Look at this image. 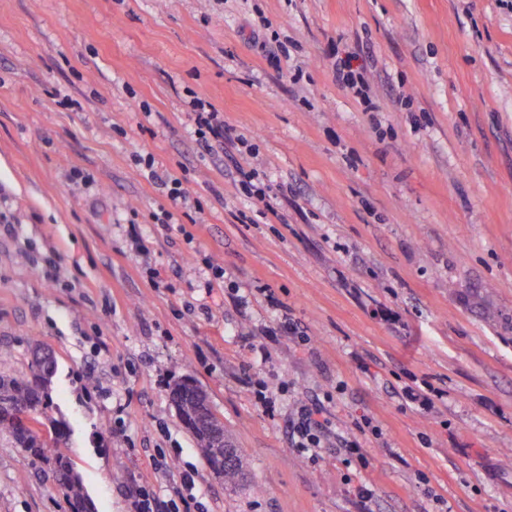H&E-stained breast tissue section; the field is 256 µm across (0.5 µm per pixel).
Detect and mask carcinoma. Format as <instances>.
<instances>
[{"label": "carcinoma", "instance_id": "1", "mask_svg": "<svg viewBox=\"0 0 512 512\" xmlns=\"http://www.w3.org/2000/svg\"><path fill=\"white\" fill-rule=\"evenodd\" d=\"M53 375L51 351L41 343L33 345L26 370L0 375V436H8L13 447L45 466L48 478L62 489L71 512H89L84 486L71 459L61 451L65 434L48 413ZM172 401L208 467L230 484L243 478L251 469V459L238 448L230 464L224 465L220 448L224 422L212 411L202 389L184 382L173 390ZM24 412L31 414L36 427L17 425L16 414Z\"/></svg>", "mask_w": 512, "mask_h": 512}]
</instances>
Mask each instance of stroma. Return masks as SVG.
I'll return each mask as SVG.
<instances>
[{
  "mask_svg": "<svg viewBox=\"0 0 512 512\" xmlns=\"http://www.w3.org/2000/svg\"><path fill=\"white\" fill-rule=\"evenodd\" d=\"M340 55L376 111L337 83ZM196 96L224 115L221 149L193 136ZM146 157L196 219L158 223L174 205ZM241 167L279 219L239 220ZM0 210V373L32 341L53 352L91 512H131L146 482L168 496L184 469L201 512H512V0H0ZM269 291L297 335L267 338ZM185 379L250 456L240 483L179 420ZM408 384L445 398L423 412ZM311 402L336 426L314 458L289 428ZM0 512H69L2 437ZM151 177L160 183V185L168 187V197L176 208L189 210L194 208L195 210H201V205L197 199H194V203L191 205V196L184 186V178L170 171H166L160 175L155 170L151 172Z\"/></svg>",
  "mask_w": 512,
  "mask_h": 512,
  "instance_id": "obj_1",
  "label": "stroma"
}]
</instances>
